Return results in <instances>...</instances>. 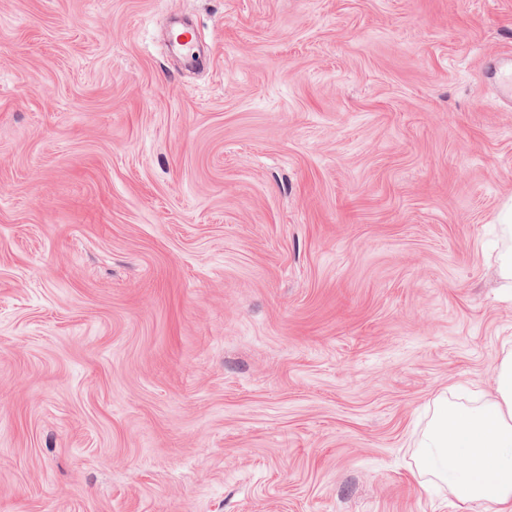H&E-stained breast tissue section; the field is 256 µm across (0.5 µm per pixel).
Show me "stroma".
Returning a JSON list of instances; mask_svg holds the SVG:
<instances>
[{
    "label": "stroma",
    "mask_w": 512,
    "mask_h": 512,
    "mask_svg": "<svg viewBox=\"0 0 512 512\" xmlns=\"http://www.w3.org/2000/svg\"><path fill=\"white\" fill-rule=\"evenodd\" d=\"M509 53L512 0H0V512H482L415 451L512 347ZM500 226L503 236L508 241L507 249L501 256L500 274L503 278L510 280L512 279V204L510 202L504 205L500 213Z\"/></svg>",
    "instance_id": "1"
}]
</instances>
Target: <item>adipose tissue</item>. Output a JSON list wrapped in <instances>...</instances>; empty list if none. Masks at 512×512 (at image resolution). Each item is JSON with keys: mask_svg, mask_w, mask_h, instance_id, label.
<instances>
[{"mask_svg": "<svg viewBox=\"0 0 512 512\" xmlns=\"http://www.w3.org/2000/svg\"><path fill=\"white\" fill-rule=\"evenodd\" d=\"M416 456L418 471L449 484L460 502L512 512V349L481 407L455 410L447 396L436 399Z\"/></svg>", "mask_w": 512, "mask_h": 512, "instance_id": "adipose-tissue-1", "label": "adipose tissue"}]
</instances>
